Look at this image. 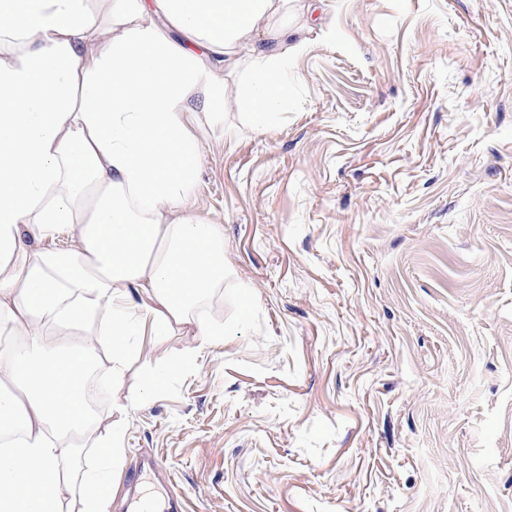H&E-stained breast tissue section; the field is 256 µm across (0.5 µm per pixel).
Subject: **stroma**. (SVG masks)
Returning <instances> with one entry per match:
<instances>
[{
	"label": "stroma",
	"instance_id": "stroma-1",
	"mask_svg": "<svg viewBox=\"0 0 512 512\" xmlns=\"http://www.w3.org/2000/svg\"><path fill=\"white\" fill-rule=\"evenodd\" d=\"M301 25L269 128L242 66L199 134L224 342L139 338L101 404L125 411L112 512L145 455L180 512H512V0H318Z\"/></svg>",
	"mask_w": 512,
	"mask_h": 512
}]
</instances>
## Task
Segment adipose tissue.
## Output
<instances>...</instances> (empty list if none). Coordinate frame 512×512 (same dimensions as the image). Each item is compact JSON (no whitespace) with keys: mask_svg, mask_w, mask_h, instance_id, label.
<instances>
[{"mask_svg":"<svg viewBox=\"0 0 512 512\" xmlns=\"http://www.w3.org/2000/svg\"><path fill=\"white\" fill-rule=\"evenodd\" d=\"M291 2L0 0V512H64L76 447H119L88 393L95 366L120 382L138 325L223 343L197 131L224 121L231 47L248 128L275 118L304 47L269 27Z\"/></svg>","mask_w":512,"mask_h":512,"instance_id":"adipose-tissue-1","label":"adipose tissue"}]
</instances>
